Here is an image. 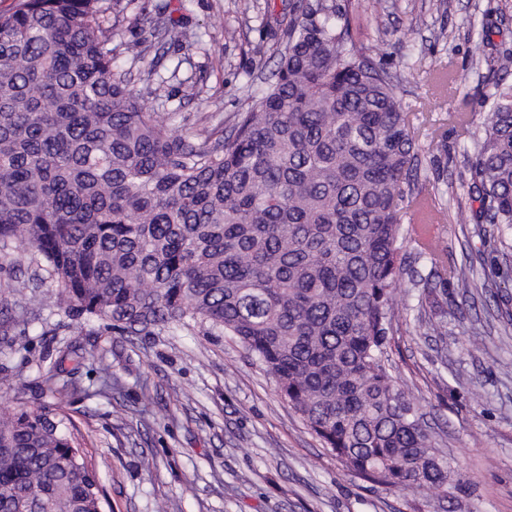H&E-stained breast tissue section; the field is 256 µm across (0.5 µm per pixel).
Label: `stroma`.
Listing matches in <instances>:
<instances>
[{
	"mask_svg": "<svg viewBox=\"0 0 512 512\" xmlns=\"http://www.w3.org/2000/svg\"><path fill=\"white\" fill-rule=\"evenodd\" d=\"M293 0H122L111 48L139 40L144 61L118 59L135 89L155 90L180 129L230 130L263 88ZM356 44L397 75L410 111H424L418 187L441 211L432 275L405 245L399 312L384 362L419 405L454 471L447 492L373 484L324 447L233 337L208 328L135 336L58 313L46 287L16 293L30 254L0 259V411L57 406L97 472L103 512H512V281L476 225L472 133L512 51V0H336ZM486 36L483 58L471 48ZM155 70L156 81L144 74ZM476 287L460 295L452 270ZM442 326L441 335L427 329ZM73 347L84 364L63 393L43 361Z\"/></svg>",
	"mask_w": 512,
	"mask_h": 512,
	"instance_id": "obj_1",
	"label": "stroma"
}]
</instances>
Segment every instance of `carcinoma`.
<instances>
[{"instance_id":"obj_1","label":"carcinoma","mask_w":512,"mask_h":512,"mask_svg":"<svg viewBox=\"0 0 512 512\" xmlns=\"http://www.w3.org/2000/svg\"><path fill=\"white\" fill-rule=\"evenodd\" d=\"M122 0H16L0 12V250L20 243L57 309L137 336L207 324L275 378L324 447L395 490L445 492L451 464L382 362L417 115L331 0L298 7L273 81L219 137L185 135L116 72ZM479 214L512 228V84L469 166ZM0 512H101L74 426L49 406L0 416Z\"/></svg>"}]
</instances>
